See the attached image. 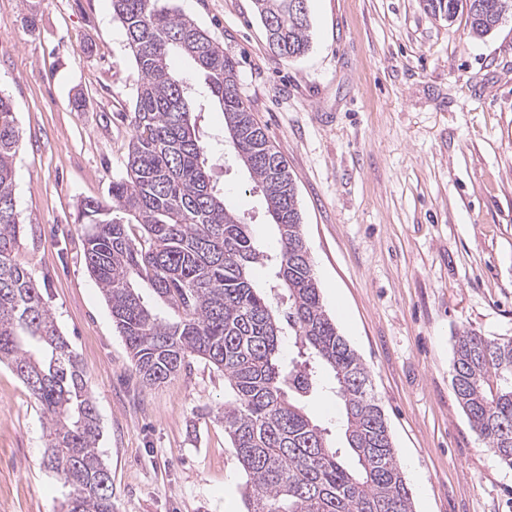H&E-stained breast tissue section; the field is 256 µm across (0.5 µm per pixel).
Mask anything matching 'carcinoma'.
Here are the masks:
<instances>
[{
  "label": "carcinoma",
  "mask_w": 512,
  "mask_h": 512,
  "mask_svg": "<svg viewBox=\"0 0 512 512\" xmlns=\"http://www.w3.org/2000/svg\"><path fill=\"white\" fill-rule=\"evenodd\" d=\"M310 0H254L268 43L281 59L310 47ZM434 15L464 11L477 38L499 26L512 0H424ZM137 70L124 174L111 203L81 202L91 225L83 249L131 365L146 387L178 375L191 358L223 372L229 389L221 422L246 475L247 512H414L385 414L369 372L326 313L308 251L288 163L238 93L236 60L189 17L156 0H112ZM185 57L203 73L207 96L224 112V134L277 226L280 253L260 250L245 218L212 180L207 146L196 133L195 88L173 68ZM20 140L12 100L0 94V363L39 404L47 466L66 488L65 512H112V476L85 370L58 331L32 274L16 262L22 227L15 199ZM141 235L133 237L130 227ZM267 265L277 295L255 285ZM145 284L170 311L149 307ZM285 311H280V306ZM288 331H283L282 323ZM299 361L283 365L284 335ZM333 372L347 449L336 448L306 403L322 392L315 365ZM456 399L493 456L512 469V339L474 330L455 337ZM351 454L354 465L346 463Z\"/></svg>",
  "instance_id": "1"
}]
</instances>
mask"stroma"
Segmentation results:
<instances>
[{
    "instance_id": "1",
    "label": "stroma",
    "mask_w": 512,
    "mask_h": 512,
    "mask_svg": "<svg viewBox=\"0 0 512 512\" xmlns=\"http://www.w3.org/2000/svg\"><path fill=\"white\" fill-rule=\"evenodd\" d=\"M238 62L240 94L288 162L322 303L366 366L415 512H512V469L460 407L449 368L472 329L512 337V17L490 36L423 0H310L312 42L274 56L253 0H159ZM137 72L111 0H0V92L21 138L16 259L85 371L114 512H246V476L217 415L208 362L143 386L83 255L86 199L125 171ZM224 195L257 244L279 251L260 193L198 120ZM325 387L309 409L344 446ZM34 398L0 365V512H60Z\"/></svg>"
}]
</instances>
